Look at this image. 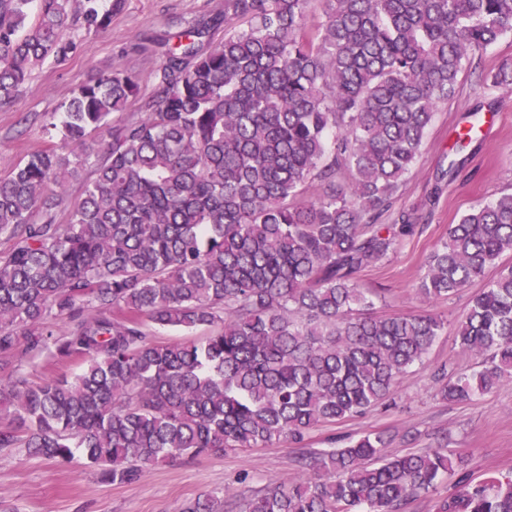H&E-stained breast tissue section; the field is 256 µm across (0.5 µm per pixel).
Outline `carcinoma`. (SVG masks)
<instances>
[{
	"mask_svg": "<svg viewBox=\"0 0 512 512\" xmlns=\"http://www.w3.org/2000/svg\"><path fill=\"white\" fill-rule=\"evenodd\" d=\"M224 0V18L183 31L138 118L115 66L79 87L51 129L62 145L0 178V450L62 463L80 454L112 484L150 465L237 448L303 447L316 429L384 403L445 328L432 313L367 314L364 268L414 232L377 220L416 162L437 106L472 52L512 34V0ZM105 30L112 0H0V105L34 67L77 50L69 11ZM224 25V39L210 31ZM455 142L448 176L477 137ZM109 128L106 154L65 152ZM350 173L344 184L340 177ZM72 180L80 200L54 210ZM328 186L302 197L313 182ZM512 192L448 225L417 288L428 303L494 268L457 321L476 366L439 394L467 401L512 382ZM66 320L60 330L56 323ZM208 329L162 342L160 329ZM26 350L84 368L18 375ZM382 432L314 451L305 478L247 500L246 512H401L448 480L436 512H512V476L463 472L467 451L393 454ZM182 512H224L207 494Z\"/></svg>",
	"mask_w": 512,
	"mask_h": 512,
	"instance_id": "1",
	"label": "carcinoma"
}]
</instances>
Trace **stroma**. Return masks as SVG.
<instances>
[{
	"mask_svg": "<svg viewBox=\"0 0 512 512\" xmlns=\"http://www.w3.org/2000/svg\"><path fill=\"white\" fill-rule=\"evenodd\" d=\"M223 14L224 0H121L109 27L95 35L86 34L76 17H69L63 36L77 42L76 54L36 67L18 98L0 107V177L31 153L54 145L47 131L53 114L61 112L79 86L112 67L138 78L141 99L126 112L127 117L138 116L141 100L156 85L164 55L151 36L173 38L200 19ZM504 67L512 69V36L473 54L459 77L457 96L438 107L417 161L384 218L391 224L401 213L411 214L413 235L388 261L360 273L363 288L374 298L373 314L427 311L448 321V329L422 364L401 378L390 406L379 405L361 417L315 431L308 448L325 450L335 438L381 431L396 454L445 443L468 450L471 477L491 469L512 474V382L456 402L440 398L434 379L440 366L468 363L452 325L467 311L483 280L431 304L415 292L427 257L446 238L449 225L473 205L512 191V87L491 81ZM474 110L483 115V141L454 180L442 179L457 133ZM299 454L297 448L275 446L177 458L149 468L135 483L112 484L82 459L61 465L15 448L0 451V504L11 512H181L195 498L219 492L224 512H244L246 496L302 475Z\"/></svg>",
	"mask_w": 512,
	"mask_h": 512,
	"instance_id": "35a3bbf8",
	"label": "stroma"
}]
</instances>
